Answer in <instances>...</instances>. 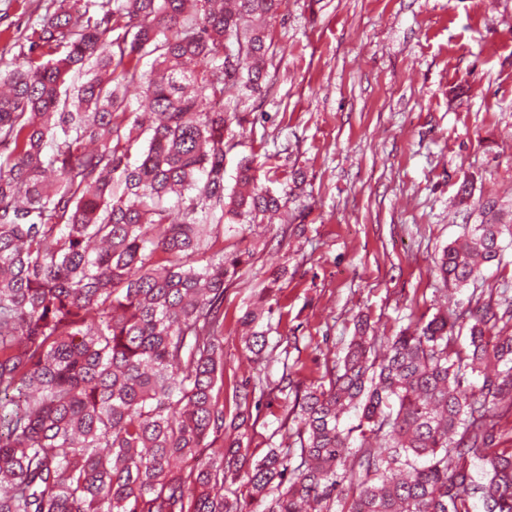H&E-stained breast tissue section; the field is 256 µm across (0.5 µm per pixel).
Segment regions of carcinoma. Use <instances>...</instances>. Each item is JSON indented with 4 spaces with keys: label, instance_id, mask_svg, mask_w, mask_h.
<instances>
[{
    "label": "carcinoma",
    "instance_id": "1",
    "mask_svg": "<svg viewBox=\"0 0 512 512\" xmlns=\"http://www.w3.org/2000/svg\"><path fill=\"white\" fill-rule=\"evenodd\" d=\"M280 2L51 0L41 53L0 62V512H245L224 491L238 481L265 512H512L511 306L382 337L360 319L328 385L304 390L296 446L252 461L238 437L217 445L224 285L245 253L209 251L224 218L282 204L249 161L225 193L227 118L204 103L261 92ZM477 211L436 261L447 286L512 246L497 202ZM270 317L262 295L240 317L256 358L275 350ZM292 385L242 380L238 427L253 394Z\"/></svg>",
    "mask_w": 512,
    "mask_h": 512
}]
</instances>
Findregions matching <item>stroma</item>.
Segmentation results:
<instances>
[{
  "instance_id": "35a3bbf8",
  "label": "stroma",
  "mask_w": 512,
  "mask_h": 512,
  "mask_svg": "<svg viewBox=\"0 0 512 512\" xmlns=\"http://www.w3.org/2000/svg\"><path fill=\"white\" fill-rule=\"evenodd\" d=\"M45 6L0 0V59L28 51ZM268 30L266 88L225 98L248 117L228 128L224 184L247 157L288 200L274 222L220 228L225 251H252L224 289L229 419L243 378L275 381L287 366L301 387L326 382L358 313L389 336L432 317L443 296L465 307L473 292L497 303L512 289V248L471 288L446 292L433 271L461 233L460 182L512 207V0H283ZM260 294L286 340L269 364L239 324ZM292 410L274 395L251 408L252 458L294 441Z\"/></svg>"
}]
</instances>
